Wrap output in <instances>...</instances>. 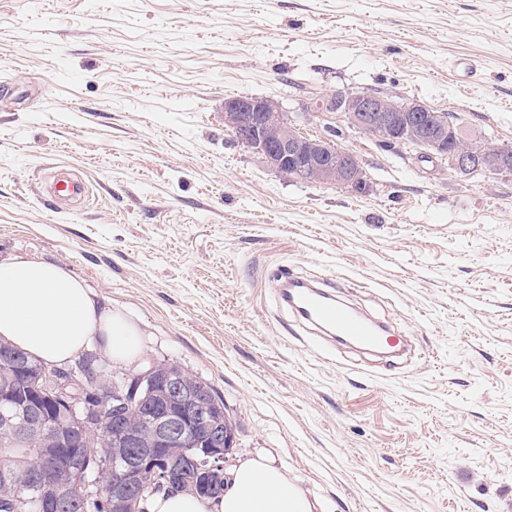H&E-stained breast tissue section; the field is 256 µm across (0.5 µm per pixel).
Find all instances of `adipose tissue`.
<instances>
[{"label": "adipose tissue", "mask_w": 512, "mask_h": 512, "mask_svg": "<svg viewBox=\"0 0 512 512\" xmlns=\"http://www.w3.org/2000/svg\"><path fill=\"white\" fill-rule=\"evenodd\" d=\"M118 361L140 353L139 330L105 309L84 281L64 265L0 259V341L53 363L69 361L91 340ZM309 499L264 457L242 460L222 497L184 493L155 497L149 512H312Z\"/></svg>", "instance_id": "obj_1"}]
</instances>
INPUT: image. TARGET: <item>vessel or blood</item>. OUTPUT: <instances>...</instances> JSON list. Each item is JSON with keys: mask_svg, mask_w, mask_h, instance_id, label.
Returning a JSON list of instances; mask_svg holds the SVG:
<instances>
[{"mask_svg": "<svg viewBox=\"0 0 512 512\" xmlns=\"http://www.w3.org/2000/svg\"><path fill=\"white\" fill-rule=\"evenodd\" d=\"M279 300L304 328L329 336L369 353H384L397 347L399 335L342 302L326 283H314L288 275Z\"/></svg>", "mask_w": 512, "mask_h": 512, "instance_id": "vessel-or-blood-1", "label": "vessel or blood"}]
</instances>
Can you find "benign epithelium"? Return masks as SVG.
I'll return each mask as SVG.
<instances>
[{
  "mask_svg": "<svg viewBox=\"0 0 512 512\" xmlns=\"http://www.w3.org/2000/svg\"><path fill=\"white\" fill-rule=\"evenodd\" d=\"M314 112H333L360 131L392 145H413L462 176L503 171L508 151L467 133L446 117H433L416 99L396 101L361 92H340L313 102ZM224 126L260 154L279 176L365 193L368 183L358 158L332 138L311 136L288 119L282 104L271 97L239 95L224 99ZM0 361L24 376L27 387L46 402L65 406L67 429L49 422L42 410L24 415L11 411L9 391L0 392V436L33 437L41 445L31 482L32 500L39 512L68 507L71 491L83 486L89 494L105 496L108 512H141L145 490H180L216 495L226 486L224 454L232 447L234 431L225 410L219 409L210 385L166 362L124 375L121 383L99 376L93 386L102 406L93 410L81 395L68 389L65 371L50 374L32 366L12 347L0 342ZM140 415L141 427L130 424ZM102 434L93 453L95 479L80 481L78 469L64 468L59 449L76 448ZM15 475L0 474V498L18 497Z\"/></svg>",
  "mask_w": 512,
  "mask_h": 512,
  "instance_id": "benign-epithelium-1",
  "label": "benign epithelium"
}]
</instances>
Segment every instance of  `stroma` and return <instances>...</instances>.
I'll list each match as a JSON object with an SVG mask.
<instances>
[{"instance_id":"stroma-1","label":"stroma","mask_w":512,"mask_h":512,"mask_svg":"<svg viewBox=\"0 0 512 512\" xmlns=\"http://www.w3.org/2000/svg\"><path fill=\"white\" fill-rule=\"evenodd\" d=\"M481 70L468 88L453 67ZM415 99L512 146V0H0V258L64 264L224 398L313 512H512V175L458 176L314 98ZM335 130L369 184L287 180L237 95ZM89 186L58 204L53 175ZM406 332L397 367L306 335L282 273Z\"/></svg>"}]
</instances>
